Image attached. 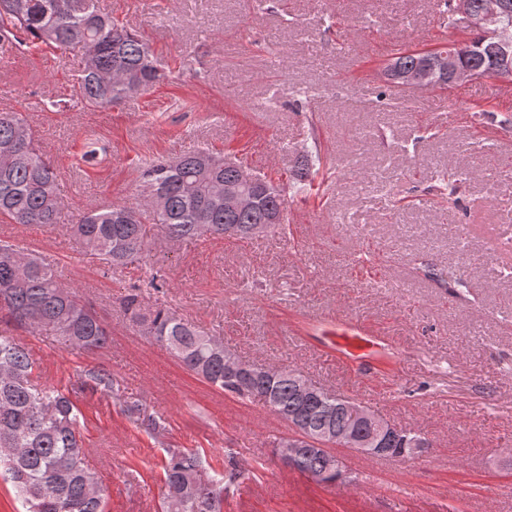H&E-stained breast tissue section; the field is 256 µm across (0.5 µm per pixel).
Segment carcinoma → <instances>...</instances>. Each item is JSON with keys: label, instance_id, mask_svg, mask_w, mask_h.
I'll list each match as a JSON object with an SVG mask.
<instances>
[{"label": "carcinoma", "instance_id": "obj_1", "mask_svg": "<svg viewBox=\"0 0 512 512\" xmlns=\"http://www.w3.org/2000/svg\"><path fill=\"white\" fill-rule=\"evenodd\" d=\"M28 49L46 45L62 54L77 50L81 62L72 92L86 108L108 110L165 77V65L137 34L101 11L98 0H0V43ZM428 52L407 51L392 66L408 71ZM239 168L204 150L172 160H155L142 169L145 195L135 204L110 203L79 214L72 225L84 246L109 266L140 262L146 227L155 224L172 241L224 235L247 240L251 226L271 209L285 210L282 190L262 179L269 193L254 208L224 211V196L208 190L236 178ZM63 206L55 166L45 158L19 112H0V223L51 226ZM124 315L150 342L166 349L192 374L243 403L262 404L314 439L327 431L341 434L355 425L362 439L371 436L365 422H352L346 398L321 388L313 395L294 376L255 375L233 388L227 380L224 350L214 336L202 334L175 311L146 304L139 288L120 298ZM0 319L30 332L48 329L73 349L94 354L110 332L79 289L64 282L57 268L17 246L0 242ZM113 390L112 373L90 367L76 387L41 382L40 367L29 350L0 334V478L11 485L24 512H105V489L87 462L80 408L87 396ZM391 457H410L407 448L428 439L411 429L393 433ZM159 481L188 488L186 506L163 501L162 512H224L225 474L212 471L202 449L166 448ZM298 472L325 486L346 474L325 470L322 453L304 454Z\"/></svg>", "mask_w": 512, "mask_h": 512}]
</instances>
